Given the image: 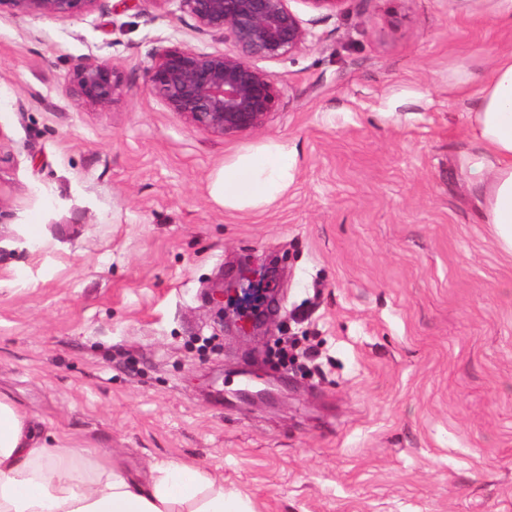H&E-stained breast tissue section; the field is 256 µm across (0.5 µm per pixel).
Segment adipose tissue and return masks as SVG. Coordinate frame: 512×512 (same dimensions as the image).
<instances>
[{
    "instance_id": "obj_1",
    "label": "adipose tissue",
    "mask_w": 512,
    "mask_h": 512,
    "mask_svg": "<svg viewBox=\"0 0 512 512\" xmlns=\"http://www.w3.org/2000/svg\"><path fill=\"white\" fill-rule=\"evenodd\" d=\"M465 135L472 149L461 170L512 254V53L500 56L476 94ZM295 152L270 141L219 168L210 195L228 211H258L279 200L294 181ZM0 512H248L227 495L223 478L193 465H153L137 480L118 465L93 460L86 448L53 443L7 396L0 395Z\"/></svg>"
}]
</instances>
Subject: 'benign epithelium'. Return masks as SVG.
Here are the masks:
<instances>
[{
    "mask_svg": "<svg viewBox=\"0 0 512 512\" xmlns=\"http://www.w3.org/2000/svg\"><path fill=\"white\" fill-rule=\"evenodd\" d=\"M16 13L71 17L94 11L101 0H0ZM291 0H179L180 9L200 34L228 40V51L203 52L186 45L163 47L147 67L152 92L194 127L220 135L261 128L276 100L274 75L257 66L303 47L311 31L292 10ZM121 73L109 62L84 60L74 68L72 92L79 100L105 108L123 93ZM270 279L265 268L244 271L233 283L215 288V303L239 321L245 335L265 302Z\"/></svg>",
    "mask_w": 512,
    "mask_h": 512,
    "instance_id": "obj_1",
    "label": "benign epithelium"
}]
</instances>
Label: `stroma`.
Returning <instances> with one entry per match:
<instances>
[{
	"label": "stroma",
	"instance_id": "1",
	"mask_svg": "<svg viewBox=\"0 0 512 512\" xmlns=\"http://www.w3.org/2000/svg\"><path fill=\"white\" fill-rule=\"evenodd\" d=\"M291 7L312 36L262 62L274 110L224 136L150 88L158 48H231L178 0L0 8V394L136 478L201 467L253 512H512V256L460 169L512 26L499 0ZM87 59L122 73L113 105L71 95ZM270 140L297 151L288 191L224 210L213 174ZM269 262L268 329L239 336L212 289ZM288 337L315 366L268 357ZM248 374L281 395L236 399ZM102 0H1L16 13L44 17H71L94 11Z\"/></svg>",
	"mask_w": 512,
	"mask_h": 512
}]
</instances>
